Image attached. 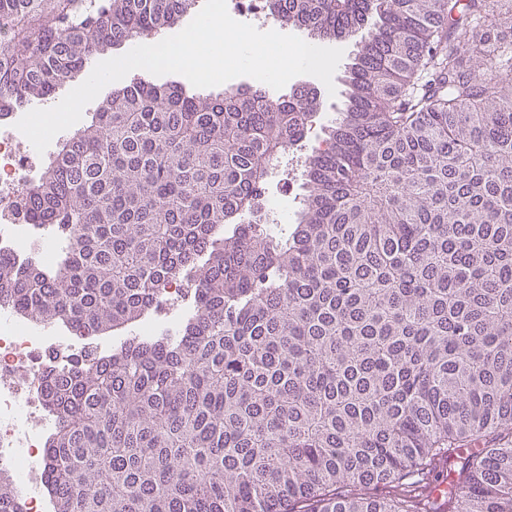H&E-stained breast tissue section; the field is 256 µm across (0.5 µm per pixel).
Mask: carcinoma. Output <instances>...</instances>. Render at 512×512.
I'll use <instances>...</instances> for the list:
<instances>
[{
	"label": "carcinoma",
	"mask_w": 512,
	"mask_h": 512,
	"mask_svg": "<svg viewBox=\"0 0 512 512\" xmlns=\"http://www.w3.org/2000/svg\"><path fill=\"white\" fill-rule=\"evenodd\" d=\"M196 3L0 0V119ZM264 6L317 40L380 18L292 230L262 203L309 86L131 81L23 192L64 241L0 254L29 320L87 339L196 283L176 334L47 376L55 512H512V0ZM0 512H25L2 470Z\"/></svg>",
	"instance_id": "carcinoma-1"
}]
</instances>
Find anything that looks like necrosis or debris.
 Masks as SVG:
<instances>
[{
  "label": "necrosis or debris",
  "instance_id": "necrosis-or-debris-1",
  "mask_svg": "<svg viewBox=\"0 0 512 512\" xmlns=\"http://www.w3.org/2000/svg\"><path fill=\"white\" fill-rule=\"evenodd\" d=\"M34 147L14 122L0 124V252L15 258H52L59 235L54 227L28 223L20 205V185L31 173ZM195 305L194 289L182 281L166 285L154 306L156 320L144 322L138 335L175 331ZM98 345L67 336L50 325L25 323L0 303V466L14 470L27 512H46L38 487L44 481L41 437L51 418L44 411V381L61 363L83 358Z\"/></svg>",
  "mask_w": 512,
  "mask_h": 512
}]
</instances>
